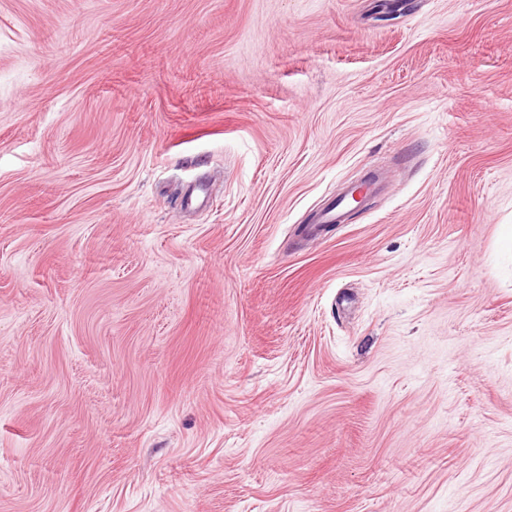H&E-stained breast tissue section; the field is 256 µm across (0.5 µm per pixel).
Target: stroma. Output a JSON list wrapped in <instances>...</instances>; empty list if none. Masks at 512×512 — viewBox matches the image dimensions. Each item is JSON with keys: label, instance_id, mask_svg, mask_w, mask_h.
Wrapping results in <instances>:
<instances>
[{"label": "stroma", "instance_id": "stroma-1", "mask_svg": "<svg viewBox=\"0 0 512 512\" xmlns=\"http://www.w3.org/2000/svg\"><path fill=\"white\" fill-rule=\"evenodd\" d=\"M390 2L0 0V512H512V0Z\"/></svg>", "mask_w": 512, "mask_h": 512}]
</instances>
